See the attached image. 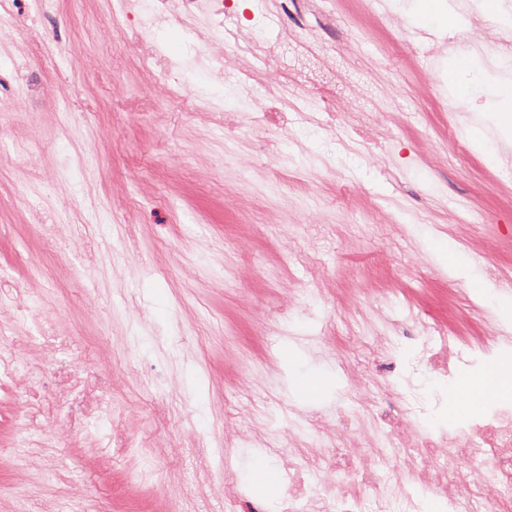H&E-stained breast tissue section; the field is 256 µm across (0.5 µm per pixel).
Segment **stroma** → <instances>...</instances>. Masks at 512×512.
<instances>
[{
    "instance_id": "obj_1",
    "label": "stroma",
    "mask_w": 512,
    "mask_h": 512,
    "mask_svg": "<svg viewBox=\"0 0 512 512\" xmlns=\"http://www.w3.org/2000/svg\"><path fill=\"white\" fill-rule=\"evenodd\" d=\"M115 3L91 10L60 0L56 17L0 34L12 53L0 78L29 71L46 88L35 106L0 102V122L11 127L0 143V270L28 288L34 309L55 313L88 358L111 362L112 396L123 407L60 446V478L40 483L39 454L15 461L29 394L20 385L0 397V512L65 498L86 512H278L254 461L264 460L284 492L288 451L265 447L260 429L307 433L333 415L347 372L368 380L374 359L349 339L356 304L393 290L466 334L477 329L462 314L471 304L512 336L503 304L512 289L492 284L512 277V133L492 115L458 111L448 57L427 49L434 38L469 44L471 21L453 33L421 25V0H331L329 15L313 19L327 56L287 53L256 66L261 84L284 63L307 89L334 85L360 128L299 120L232 141L213 110L238 108L245 91L196 59L181 28L152 33L153 47L182 68L186 92L204 109L144 108L163 86L125 55ZM58 26L75 29L76 63L64 79L51 60L28 57L37 29ZM475 125L500 164L473 146ZM272 137L306 195L271 187L258 161ZM472 208L486 221L464 223ZM44 224L71 230L53 249ZM439 241L456 248L457 271L440 263ZM129 249L143 259L133 275L123 263ZM473 280L486 284L483 296L468 293ZM339 352L346 367L336 364ZM416 379L424 394L442 396L421 429L456 423L455 382ZM309 382L321 385L311 400L302 390ZM107 434L132 456L96 450L95 437Z\"/></svg>"
}]
</instances>
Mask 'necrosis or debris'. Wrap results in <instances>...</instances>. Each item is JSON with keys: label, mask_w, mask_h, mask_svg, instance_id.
Here are the masks:
<instances>
[{"label": "necrosis or debris", "mask_w": 512, "mask_h": 512, "mask_svg": "<svg viewBox=\"0 0 512 512\" xmlns=\"http://www.w3.org/2000/svg\"><path fill=\"white\" fill-rule=\"evenodd\" d=\"M59 0H0V29L21 28L57 14ZM308 0H253L249 21H242L237 0H122V18L139 35L136 46L144 68L158 66L145 40L146 32L177 25L196 33L198 56L213 57L217 75H224L225 50L235 57L265 61L275 52L260 34V15L292 18L294 38L311 43L304 19ZM161 67V66H158ZM163 104L184 100L176 71L163 66ZM291 82L280 73L257 98L253 121L264 128L288 127ZM415 333L399 336L386 328L361 325L357 343L384 362L385 372L373 378L364 393L346 392V400L368 414L374 433L362 442L348 420L324 423L310 437L309 450L289 452L287 512H426L434 499L440 512H512V400L491 395L488 406L459 429L437 438L415 430L413 421L431 405L415 385L398 381L393 370L424 368L443 380L463 365L512 353V336L488 328L472 337L452 336L447 326L424 312L412 313ZM30 333L0 336V381L24 373L28 380L52 377L55 390L43 395L31 389L25 447L45 448L58 433H83L90 423L111 419L115 412L109 369L77 354L76 336L60 332L52 314L32 318ZM37 341L51 355L37 366L20 365L25 346ZM325 491L309 492L313 482Z\"/></svg>", "instance_id": "4bbe7bcc"}]
</instances>
